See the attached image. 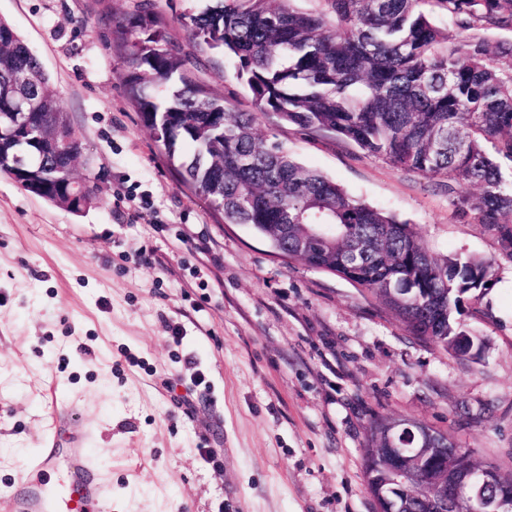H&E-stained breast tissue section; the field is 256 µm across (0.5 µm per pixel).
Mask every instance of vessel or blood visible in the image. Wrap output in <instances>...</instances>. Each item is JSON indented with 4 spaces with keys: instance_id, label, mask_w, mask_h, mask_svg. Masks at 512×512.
I'll return each mask as SVG.
<instances>
[{
    "instance_id": "obj_1",
    "label": "vessel or blood",
    "mask_w": 512,
    "mask_h": 512,
    "mask_svg": "<svg viewBox=\"0 0 512 512\" xmlns=\"http://www.w3.org/2000/svg\"><path fill=\"white\" fill-rule=\"evenodd\" d=\"M64 468L60 485L40 481L42 472ZM24 480L0 487V512H106V496L97 479L94 451L85 436H76L68 458H61L57 436L42 437L40 450L26 463Z\"/></svg>"
}]
</instances>
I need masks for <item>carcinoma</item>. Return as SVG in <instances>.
Wrapping results in <instances>:
<instances>
[{
	"label": "carcinoma",
	"mask_w": 512,
	"mask_h": 512,
	"mask_svg": "<svg viewBox=\"0 0 512 512\" xmlns=\"http://www.w3.org/2000/svg\"><path fill=\"white\" fill-rule=\"evenodd\" d=\"M295 0H209L165 19L138 12L114 22L128 98L142 124L167 129L160 141L184 187L208 202L227 224H243L288 249V258H320L328 272L375 297L412 336L446 353L451 337L467 334L457 316L479 312L494 275L476 257H448L429 249L409 224L348 194L323 173L301 165L282 143L260 138L256 114H272L309 133H331L371 157L425 177H441L458 215L482 224L512 260V0H324L306 13ZM452 20L448 36L434 15ZM186 33L183 43L171 23ZM206 45L233 60L234 78L251 95L253 112H231L191 77L196 49ZM174 88L162 99L152 89ZM40 98L33 118L44 135L67 149L84 147L34 52L0 20V115L20 100ZM24 125L0 135V174L35 196L79 213L96 199L91 179L81 184L63 158L31 144L18 166ZM476 184L480 192L459 187ZM325 237L300 249L308 225ZM412 292L402 296L400 289ZM384 419L367 430L363 474L379 471ZM450 464H466L454 448L432 444ZM430 489L401 491L400 512H430Z\"/></svg>",
	"instance_id": "1"
}]
</instances>
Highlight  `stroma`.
Listing matches in <instances>:
<instances>
[{
  "label": "stroma",
  "mask_w": 512,
  "mask_h": 512,
  "mask_svg": "<svg viewBox=\"0 0 512 512\" xmlns=\"http://www.w3.org/2000/svg\"><path fill=\"white\" fill-rule=\"evenodd\" d=\"M193 4L0 0V20L39 57L86 144L81 173L99 186L76 215L0 175V485L24 478L56 410L90 435L108 512H376L362 464L382 416L426 424L512 471V260L456 214L442 179L272 115L257 116L258 136L407 221L436 252L493 262L480 315L461 317L483 352L455 358L346 280L217 222L128 101L113 35L116 18ZM198 59L213 94L252 111L222 53Z\"/></svg>",
  "instance_id": "obj_1"
}]
</instances>
